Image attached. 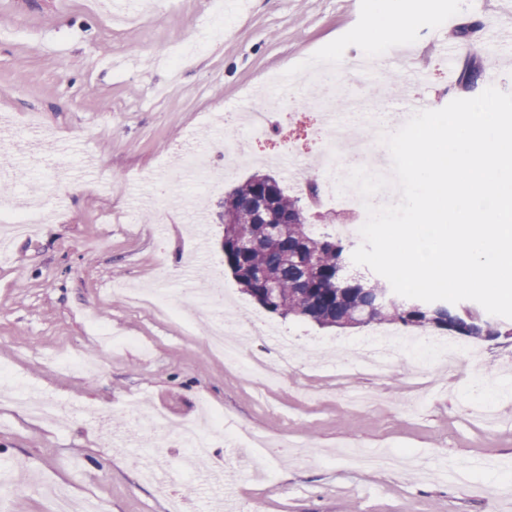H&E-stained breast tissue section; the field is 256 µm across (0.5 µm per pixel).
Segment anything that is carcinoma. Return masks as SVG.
Instances as JSON below:
<instances>
[{
    "label": "carcinoma",
    "mask_w": 512,
    "mask_h": 512,
    "mask_svg": "<svg viewBox=\"0 0 512 512\" xmlns=\"http://www.w3.org/2000/svg\"><path fill=\"white\" fill-rule=\"evenodd\" d=\"M481 76L480 67L466 64L462 89L475 88ZM222 218L224 262L245 293L285 318L338 328L400 323L477 340L512 337V323H493L476 310L445 301L399 296L380 303L387 287L346 278L344 238L313 231L302 198L286 194L269 174L253 175L228 193ZM241 236L250 240L245 250L237 246Z\"/></svg>",
    "instance_id": "carcinoma-1"
}]
</instances>
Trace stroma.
<instances>
[{"instance_id":"1","label":"stroma","mask_w":512,"mask_h":512,"mask_svg":"<svg viewBox=\"0 0 512 512\" xmlns=\"http://www.w3.org/2000/svg\"><path fill=\"white\" fill-rule=\"evenodd\" d=\"M409 23L366 71L350 61L368 54L366 6L352 0H224L215 18L207 0H132L135 23L119 24L117 5L90 0H0V197L37 191L62 201L60 212L26 237L12 239L0 258V369L21 383L76 406H93L98 420L64 416L55 424L19 411L0 394V503L8 512H44L40 489L66 487L98 512H216L228 500L242 512H512V495H495L481 465H500L497 482L512 483V424L495 429L472 420L470 408L489 404L512 416V338H458L479 350L454 372L441 361L403 353L379 371L358 360L336 366V348L366 335L363 327L319 328L282 318L241 291L224 263L225 195L255 173L281 184L292 174L321 178L317 140L335 95L366 105V124L339 114L338 124L371 140L375 126L397 123L405 96L423 101L465 97L458 74L443 58L457 46L460 63L483 70V86L512 92V0H432L450 23L430 24L415 0H400ZM220 26L222 38L172 74L156 61L161 47L178 46ZM468 36H461L463 27ZM417 50L406 64L398 47ZM154 57L151 67L119 66L116 58ZM343 59L335 85L307 78L312 60ZM27 75L18 78L19 65ZM262 86L274 104L273 131L252 137L240 120ZM249 158L236 161L237 140ZM222 141L207 183L167 171L165 161L187 145ZM168 181L179 204L159 192ZM121 190H114V183ZM207 221L190 222L192 202ZM166 210L164 223L145 220L144 203ZM173 282L192 275L200 287L219 278L238 320L287 331L297 363L280 371L274 343L252 340L245 357L267 363L263 378L247 377L213 352L200 334L175 320L113 297V282L151 285L159 267ZM132 337L104 351L97 326ZM101 357L98 372L60 365V354ZM175 421L202 411L223 413L224 428L263 434L270 454L259 479L241 470L236 444L220 437L194 479L180 473L184 454L175 435L158 449L139 444L123 419L127 403ZM345 445L387 447L416 457L426 475L404 469L353 472L335 455Z\"/></svg>"}]
</instances>
